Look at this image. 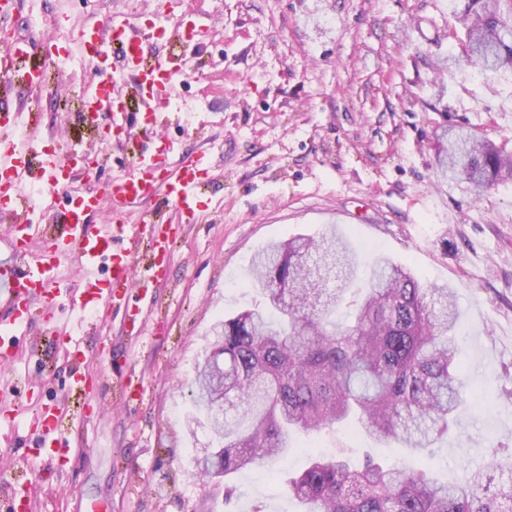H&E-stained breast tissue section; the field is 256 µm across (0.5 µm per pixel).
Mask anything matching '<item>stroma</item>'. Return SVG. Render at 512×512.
<instances>
[{
    "instance_id": "1",
    "label": "stroma",
    "mask_w": 512,
    "mask_h": 512,
    "mask_svg": "<svg viewBox=\"0 0 512 512\" xmlns=\"http://www.w3.org/2000/svg\"><path fill=\"white\" fill-rule=\"evenodd\" d=\"M163 3L18 0L0 16L43 78L33 93L12 77V102L30 117L18 145L43 140L59 158L93 156L84 185L124 168L130 149L102 141L80 114L98 71L84 62L78 33L116 12L155 23ZM43 12L59 21L67 61L43 50L32 24ZM189 12L203 17L207 37L149 46L185 63L186 75L171 91L180 120H157L144 144L204 156L209 201L198 223L176 230L169 279L146 298L145 334L129 335L117 314L102 331L82 332L102 374L101 416L77 420L73 364L42 320L19 337L18 360L0 366L18 431L13 451L0 452V512H10L12 490L29 498L30 512H300L288 480L312 449L344 453L355 466L368 455L386 464L409 456L337 427L294 435L278 458L235 475L228 495L197 471L216 445L192 396L214 325L261 301L247 277L258 249L330 224L363 261L387 255L455 292L456 362L472 402L461 428L431 448L430 476L451 484L490 457L511 464L512 181L480 191L443 180L437 148L443 128L465 125L512 153V77L482 76L462 54L448 0H195ZM50 157L37 156L35 168ZM30 388L69 415L65 462L32 459Z\"/></svg>"
}]
</instances>
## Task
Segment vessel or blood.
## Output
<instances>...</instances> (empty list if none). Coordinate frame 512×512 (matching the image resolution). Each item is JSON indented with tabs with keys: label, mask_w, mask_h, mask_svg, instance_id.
Wrapping results in <instances>:
<instances>
[{
	"label": "vessel or blood",
	"mask_w": 512,
	"mask_h": 512,
	"mask_svg": "<svg viewBox=\"0 0 512 512\" xmlns=\"http://www.w3.org/2000/svg\"><path fill=\"white\" fill-rule=\"evenodd\" d=\"M157 31L147 32L128 13L115 14L105 25H88L79 37L87 59L103 63L107 52H114L124 70L135 77L134 90L148 117L167 111V91L185 73L183 64L168 57L148 59L146 43L150 38L175 37L182 29L193 36L206 37L201 19L187 20L185 13L167 8ZM13 90L10 79L0 80V223L6 231L0 235V364L16 361V340L25 335L31 322L33 303H40L47 325L56 336L66 339V353L76 363L71 389L92 395L98 378L80 341L75 339L73 323L62 321L57 310L68 302L71 310L92 311L95 324H103L113 311H121L131 334L142 331L149 311L145 304L130 301L126 290L134 276L132 255L114 253L122 239L137 243V235H126L120 218L136 214L146 199L163 197L171 218L151 223L150 242L159 259L149 268L148 279L160 283L168 277L167 254L173 227L196 223L207 186L202 177V157L185 155L171 160L168 150L141 153L133 157L127 170L99 187L85 189L71 207L56 212L55 219L65 232L46 237L34 224L32 202L23 194L29 182H41L54 191L65 190L74 180L71 158L59 159L48 169L34 171L30 151L17 148L4 132L15 126L19 115L8 104ZM85 114L100 122L101 136L111 139L113 132H126L128 106L118 75L104 73L86 90ZM109 203L113 223L93 224L89 217L102 203ZM75 268L72 288L58 286V274L64 263ZM63 413L55 403H42L35 417L40 427L38 453L61 454L67 445Z\"/></svg>",
	"instance_id": "vessel-or-blood-1"
}]
</instances>
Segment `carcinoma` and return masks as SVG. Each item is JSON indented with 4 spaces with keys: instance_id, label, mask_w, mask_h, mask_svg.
<instances>
[{
    "instance_id": "1",
    "label": "carcinoma",
    "mask_w": 512,
    "mask_h": 512,
    "mask_svg": "<svg viewBox=\"0 0 512 512\" xmlns=\"http://www.w3.org/2000/svg\"><path fill=\"white\" fill-rule=\"evenodd\" d=\"M449 2L463 30L451 36L466 56L484 74H512V0ZM446 134L437 155L443 178L479 189L512 180V155L462 127ZM360 268L333 226L253 256L248 279L265 306L219 322L223 334L197 368V411L206 417L224 398L203 475L226 481L279 455L293 432L352 420L418 454L461 425L468 389L455 368L452 290L422 284L385 255L359 287ZM343 307L348 322L331 321ZM288 493L302 512H512V466L492 459L468 482L442 485L405 460L384 467L368 459L357 470L313 451Z\"/></svg>"
}]
</instances>
